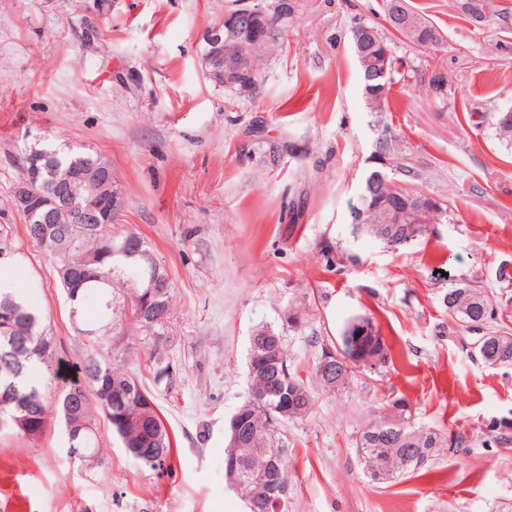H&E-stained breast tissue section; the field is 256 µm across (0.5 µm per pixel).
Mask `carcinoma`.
<instances>
[{
  "label": "carcinoma",
  "mask_w": 512,
  "mask_h": 512,
  "mask_svg": "<svg viewBox=\"0 0 512 512\" xmlns=\"http://www.w3.org/2000/svg\"><path fill=\"white\" fill-rule=\"evenodd\" d=\"M412 17L405 0H388L389 26L418 49H432L439 45L437 30L425 19L421 34H416L394 18L397 11ZM294 4L271 13L269 33L250 40L231 39L224 43V56L234 58L242 53L251 55L259 63L286 37L288 18ZM366 57H357L363 73L364 87L378 84L375 61L377 55L390 50L387 39L376 32L368 45ZM401 61L389 58V71L384 78L385 90L403 78ZM51 155L55 178L66 180L75 175L95 178L102 169H112L110 161L99 156L78 151L61 153L47 149ZM400 194L410 201L413 211L403 220L405 224H442L452 219L451 204L427 195L414 186L392 183L378 171L365 180L358 199L363 201L364 220L377 221L380 200ZM429 202L435 207L424 211L419 205ZM28 237L42 247L52 258L58 279L72 303L71 316L81 326L80 334L88 342L89 354L82 366L83 382L62 392L54 407H49L45 387L34 377V371L52 372L57 361L55 349L46 344L56 342L47 329L41 313L25 304L13 292L0 290V334L7 331L19 343L9 360L19 366L20 376L13 379L12 390L31 408L39 427L27 433L10 423L14 410L13 399L0 396V431L8 430L25 437L36 438L45 428L48 415L56 412L63 425V441L67 454L80 449L75 459L93 465L97 462L95 447L96 416H102L112 434L123 447L136 451L139 448H158L156 455L139 453L135 458L142 467L165 473L171 464L172 439L154 398L137 376L112 360V337L124 334V322L153 332L163 327L170 313L172 282L164 267L154 257L148 242L132 231L115 229L112 224H72L63 216L54 224H37L25 221ZM96 299L99 319L85 325L81 305L87 296ZM448 313L470 327H478L494 316L489 298L478 285L448 289L444 299ZM255 344L250 346L248 370L252 388L238 412L255 420H263L271 427L258 430L250 443L240 448H230L227 454H236L240 474L244 480L263 472L270 483L280 482V491L246 506V512H278L275 499H286L288 492V448L280 437L278 426L302 420L311 412L313 395L304 380L292 369L285 352L283 339L272 326L262 325L254 334ZM341 344L335 351L344 357L334 375L324 373L323 355L315 363V374L324 387L329 381L339 379L343 386L354 370L362 367L360 361L373 360V365H384L388 359V345L382 332L370 317H358L346 325L340 336ZM478 354L491 367L512 366V333L498 330L479 338ZM154 385L173 386V367L166 356L155 350L151 353ZM294 404L288 417L279 414L283 398ZM383 416L367 425L357 438L359 458L365 460L369 478L378 483H393L405 476L427 475V464L435 457L437 449L447 444H458L462 437L451 441L444 435L416 426L410 403L404 398L386 402Z\"/></svg>",
  "instance_id": "1"
}]
</instances>
